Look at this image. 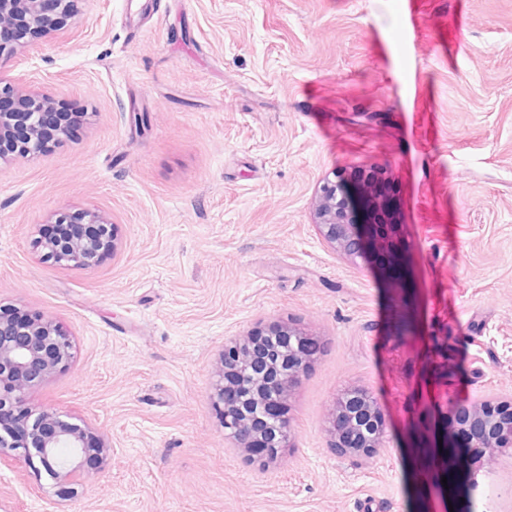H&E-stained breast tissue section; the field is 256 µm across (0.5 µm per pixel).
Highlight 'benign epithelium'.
Masks as SVG:
<instances>
[{
    "instance_id": "benign-epithelium-1",
    "label": "benign epithelium",
    "mask_w": 512,
    "mask_h": 512,
    "mask_svg": "<svg viewBox=\"0 0 512 512\" xmlns=\"http://www.w3.org/2000/svg\"><path fill=\"white\" fill-rule=\"evenodd\" d=\"M85 0H0V28L28 34L64 30L81 13ZM55 101L30 83L18 81L0 86V163L9 161L7 147L19 155L37 154L49 138L59 141L70 135L63 122L53 120ZM321 192L314 213L315 227L324 243L349 259H371L383 276L407 282L411 266L403 225L397 220L399 203L389 187L375 176L358 178L341 187ZM68 224H90L108 229L107 234L69 235ZM44 257L64 266H91L116 249L109 216L95 209H78L52 215L39 228ZM0 306V462L21 451L25 463L43 470L59 484H72L97 471L111 447L109 439L63 418L55 410L34 413L26 397L68 366L72 341L55 317L32 314L21 308L5 313ZM279 340L261 339L251 333L224 345L219 379L213 385V404L224 423V437L246 452L259 447L267 459L276 457L290 436L285 401L312 359L305 348L315 337L293 325L273 328ZM364 405L346 398L334 405L330 433L344 453L371 456L382 446L386 427L375 426L379 405L363 395ZM467 430L469 453L463 464L482 462L497 448L512 446V402L483 403L468 411V420L448 422L445 443L458 445V434ZM70 448L80 457L68 467L57 457L58 449Z\"/></svg>"
}]
</instances>
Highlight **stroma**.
Instances as JSON below:
<instances>
[{
  "mask_svg": "<svg viewBox=\"0 0 512 512\" xmlns=\"http://www.w3.org/2000/svg\"><path fill=\"white\" fill-rule=\"evenodd\" d=\"M85 0L0 74L84 109L78 137L0 165V305L56 317L70 366L25 405L112 441L60 485L0 464V512H449L445 410L512 399V0ZM396 192L415 285L321 241L324 182ZM107 213L117 251L47 261L55 211ZM414 311L400 327L396 311ZM320 350L265 463L211 401L228 339L277 324ZM377 398L386 443L340 452L338 397ZM471 512H512V447Z\"/></svg>",
  "mask_w": 512,
  "mask_h": 512,
  "instance_id": "35a3bbf8",
  "label": "stroma"
}]
</instances>
